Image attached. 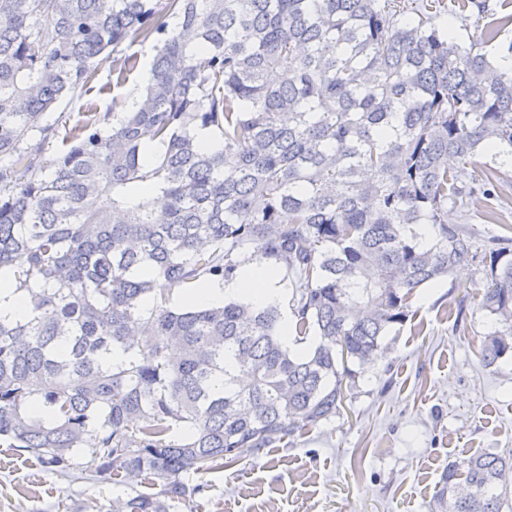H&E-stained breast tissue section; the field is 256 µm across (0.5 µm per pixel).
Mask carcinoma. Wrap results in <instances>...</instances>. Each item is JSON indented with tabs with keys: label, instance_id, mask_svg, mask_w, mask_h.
<instances>
[{
	"label": "carcinoma",
	"instance_id": "carcinoma-1",
	"mask_svg": "<svg viewBox=\"0 0 512 512\" xmlns=\"http://www.w3.org/2000/svg\"><path fill=\"white\" fill-rule=\"evenodd\" d=\"M438 7L0 0V271L27 308L0 316L1 448L129 486L112 512H170L201 491L186 477L340 414L345 364L374 361L461 265L489 278L482 360L512 352V238L465 227L477 205L500 223L512 181L479 161L512 153V72L481 48L512 14L467 47ZM128 39L157 42L139 97L83 113L43 159L44 115ZM138 65L116 59L117 82ZM248 254L293 276L309 354L282 342L276 304L169 307ZM511 473L503 454L450 461L430 512H503Z\"/></svg>",
	"mask_w": 512,
	"mask_h": 512
}]
</instances>
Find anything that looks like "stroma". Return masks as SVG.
<instances>
[{
  "instance_id": "stroma-1",
  "label": "stroma",
  "mask_w": 512,
  "mask_h": 512,
  "mask_svg": "<svg viewBox=\"0 0 512 512\" xmlns=\"http://www.w3.org/2000/svg\"><path fill=\"white\" fill-rule=\"evenodd\" d=\"M445 22L458 42L512 13V0H470ZM154 42H125L95 61L87 92L60 101L46 123H75L89 107L131 106L141 92ZM139 67L124 83L116 57ZM484 267L458 269L419 292L414 314L385 336L386 352L352 365L339 415L232 466L191 476L202 490L173 512H428L449 461L512 450V354L485 366L481 349L493 327L480 308ZM119 484L63 480L31 454L0 447V512H112Z\"/></svg>"
}]
</instances>
